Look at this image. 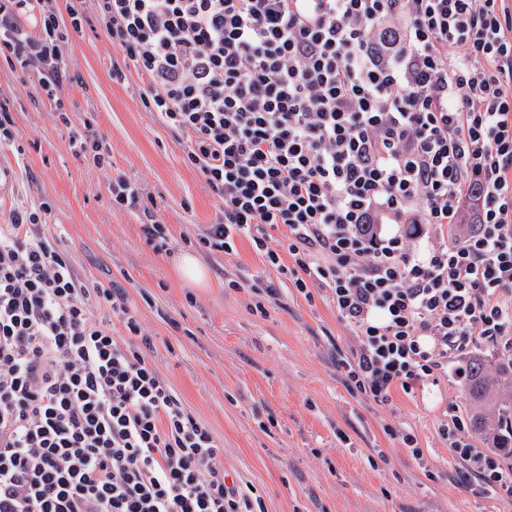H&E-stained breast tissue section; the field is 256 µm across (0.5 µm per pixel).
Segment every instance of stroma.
I'll list each match as a JSON object with an SVG mask.
<instances>
[{
    "instance_id": "1",
    "label": "stroma",
    "mask_w": 512,
    "mask_h": 512,
    "mask_svg": "<svg viewBox=\"0 0 512 512\" xmlns=\"http://www.w3.org/2000/svg\"><path fill=\"white\" fill-rule=\"evenodd\" d=\"M82 10L84 29L63 50L71 81L62 94L72 121L101 135L110 163L74 157L68 129L31 99L38 72L1 61L0 99L13 104L20 144L0 147V224L17 203L49 204L46 236L85 283L125 288L158 372L212 431L225 473L253 484L267 512H512L511 500L461 478L464 462L438 435L446 416L470 413L461 381L398 388L384 403L354 392L342 363L358 343L324 291L304 297L249 238L228 254L198 245L221 220V202L186 163L181 140L143 107L138 75L113 79L122 52L95 0ZM119 176L139 184V206L113 208L108 186ZM151 214L169 230L165 251L145 242ZM184 252L204 268L203 283L177 274ZM403 433L415 435L423 461L405 450Z\"/></svg>"
}]
</instances>
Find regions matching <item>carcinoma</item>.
<instances>
[{"mask_svg":"<svg viewBox=\"0 0 512 512\" xmlns=\"http://www.w3.org/2000/svg\"><path fill=\"white\" fill-rule=\"evenodd\" d=\"M467 393L472 405L475 430L489 448L512 456V382L491 390L487 360L474 356L469 360L466 379Z\"/></svg>","mask_w":512,"mask_h":512,"instance_id":"obj_1","label":"carcinoma"}]
</instances>
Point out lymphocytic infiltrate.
Listing matches in <instances>:
<instances>
[{"instance_id":"1","label":"lymphocytic infiltrate","mask_w":512,"mask_h":512,"mask_svg":"<svg viewBox=\"0 0 512 512\" xmlns=\"http://www.w3.org/2000/svg\"><path fill=\"white\" fill-rule=\"evenodd\" d=\"M34 2L0 0V57L39 67L74 155L107 165L60 95L78 0L65 22ZM95 2L122 51L113 77L135 71L224 204L200 245L229 253L246 236L277 267L267 231L287 227L295 288L328 292L360 344L353 390L384 403L465 379L468 346L512 352V0ZM48 210L0 224V512H265L227 484L223 448L157 372L123 289L85 284L45 235ZM402 224L438 245L411 250ZM439 435L482 491L512 499V466L477 451L464 418Z\"/></svg>"}]
</instances>
